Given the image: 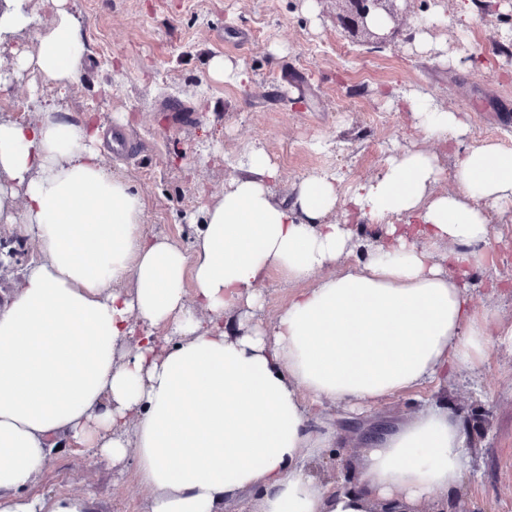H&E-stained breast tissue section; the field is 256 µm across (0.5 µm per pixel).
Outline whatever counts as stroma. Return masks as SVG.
I'll return each instance as SVG.
<instances>
[{
  "label": "stroma",
  "instance_id": "obj_1",
  "mask_svg": "<svg viewBox=\"0 0 512 512\" xmlns=\"http://www.w3.org/2000/svg\"><path fill=\"white\" fill-rule=\"evenodd\" d=\"M68 0L80 19L87 54L75 80L46 84L13 71L17 53L34 51L38 26L0 47V117L36 120L44 113L71 122L95 114L126 130L137 144L129 157L104 154L144 203L147 231L186 248L239 174L250 152L264 150L278 169L277 200L303 177L336 172L351 185L375 178L393 151L421 148L443 170L435 189L453 190L456 143L425 138L405 95L464 113L471 142L512 151V44L488 52L489 37L512 31V11H478L465 30L426 27L434 8L456 13V0H399L405 35L384 41L348 33L339 18L346 0ZM250 33L247 50L235 48ZM243 68L247 81L224 83L208 72L212 58ZM492 244L472 272L473 303L492 311L490 348L477 372L362 411L374 423L415 417L446 400L465 421L471 441L465 489L450 512H512V210L492 214ZM0 246L12 251L0 269V299L13 295L37 258L23 225L0 224ZM35 491L94 495L95 512H140L148 497L132 470L118 471L72 448L52 456Z\"/></svg>",
  "mask_w": 512,
  "mask_h": 512
}]
</instances>
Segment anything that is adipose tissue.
<instances>
[{"instance_id":"1","label":"adipose tissue","mask_w":512,"mask_h":512,"mask_svg":"<svg viewBox=\"0 0 512 512\" xmlns=\"http://www.w3.org/2000/svg\"><path fill=\"white\" fill-rule=\"evenodd\" d=\"M64 2L15 59L56 85L87 53ZM34 15L31 0H0V45ZM410 105L427 137L459 144L454 191L434 193L435 155L407 149L370 181L345 190L335 174L310 175L278 202L277 169L256 149L189 253L146 233L93 117L0 118V224H24L38 246L0 304V512H92V496L33 492L59 446L134 467L150 492L142 512H221L252 493L257 512H369L376 497L412 506L458 493L467 432L438 404L368 437L355 489L310 473L337 440L312 405L368 408L488 355L491 315L472 305L467 277L491 244L490 211L512 208V152L466 143L460 113ZM339 209L347 223L332 221ZM353 222L383 237L351 264ZM329 266L272 326L238 319L262 308L270 271L298 281ZM158 328L173 335L162 348Z\"/></svg>"}]
</instances>
